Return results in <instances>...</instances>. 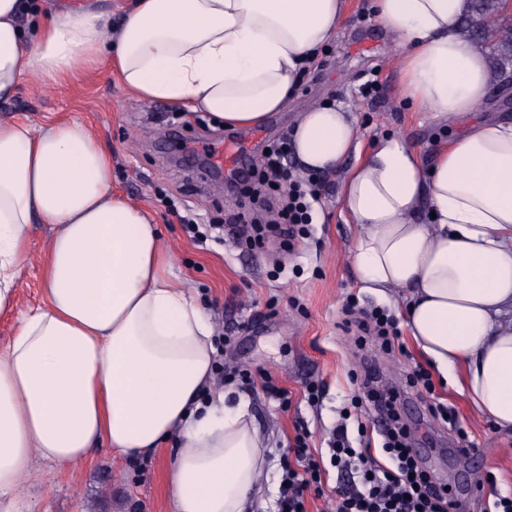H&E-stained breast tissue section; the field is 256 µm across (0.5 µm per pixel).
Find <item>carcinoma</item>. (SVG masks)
<instances>
[{"mask_svg":"<svg viewBox=\"0 0 512 512\" xmlns=\"http://www.w3.org/2000/svg\"><path fill=\"white\" fill-rule=\"evenodd\" d=\"M472 14L465 20L463 31L477 45L492 43L495 51L493 75L503 81L504 75L512 73V27H500L501 0H473Z\"/></svg>","mask_w":512,"mask_h":512,"instance_id":"carcinoma-1","label":"carcinoma"}]
</instances>
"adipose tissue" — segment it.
Instances as JSON below:
<instances>
[{
	"mask_svg": "<svg viewBox=\"0 0 512 512\" xmlns=\"http://www.w3.org/2000/svg\"><path fill=\"white\" fill-rule=\"evenodd\" d=\"M472 0H372L405 50L416 106L466 118L430 159L398 139L361 153L349 112L324 104L292 129L309 171L345 169L337 197L359 227L364 288L404 289L406 328L473 407L512 432V121L479 115L491 85L462 23ZM347 0H133L120 25L97 0L32 12L0 0V99L108 61L144 102L255 127L281 111L305 62L330 44ZM432 212V223L418 219ZM50 225L45 302L0 350V512L34 459L64 468L99 445L146 458L174 441L175 512H248L265 444L245 399L214 391L209 317L171 279L152 218L112 190V157L88 128L0 121V313L15 306L33 224Z\"/></svg>",
	"mask_w": 512,
	"mask_h": 512,
	"instance_id": "ef3b65f1",
	"label": "adipose tissue"
}]
</instances>
